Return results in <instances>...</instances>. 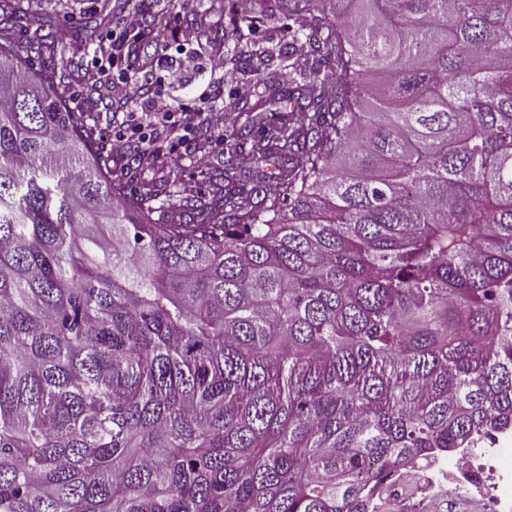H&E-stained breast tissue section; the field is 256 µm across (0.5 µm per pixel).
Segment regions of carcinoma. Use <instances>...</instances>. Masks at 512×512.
<instances>
[{"label":"carcinoma","instance_id":"cac0c4a2","mask_svg":"<svg viewBox=\"0 0 512 512\" xmlns=\"http://www.w3.org/2000/svg\"><path fill=\"white\" fill-rule=\"evenodd\" d=\"M322 2L186 223L0 47V512H354L512 430V0Z\"/></svg>","mask_w":512,"mask_h":512}]
</instances>
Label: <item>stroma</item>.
<instances>
[{
	"mask_svg": "<svg viewBox=\"0 0 512 512\" xmlns=\"http://www.w3.org/2000/svg\"><path fill=\"white\" fill-rule=\"evenodd\" d=\"M104 0H69L61 5L60 0H20L18 20L15 27L0 31V45L17 46L29 35L39 33L56 37L59 29L70 32L67 47L53 48L46 54H31L26 65L35 72L58 71L63 73L61 91L71 112L81 113L83 120L94 131L95 147L106 160L114 176L124 178L127 194H134L141 181L154 178V170L142 171L141 175L127 176L126 169L131 162L129 152L113 150L111 141L105 140V128L111 124V114L105 112H80L79 103L98 98H117L121 87L113 86L110 77H102L96 84L83 81L81 71L93 55V47L81 41L80 33L84 24L96 16ZM215 0H175L173 8L163 13L158 26L159 35L167 45L166 59H157L153 40L140 43L138 55L143 60H158L164 77L165 92L173 106L197 103L214 111H223L225 102L215 95L222 83L223 73L215 69L212 60L218 56L232 57L246 42L253 39H270L287 44L288 21L281 18L265 19L263 24L251 29L240 25L229 29L228 19L223 12L213 7ZM185 26L198 27L202 33L200 41L188 44L182 41L178 31ZM161 162L179 166L181 178L179 187L199 198H206L209 183L206 173L224 166V147L215 145L206 165L194 162L187 152H161Z\"/></svg>",
	"mask_w": 512,
	"mask_h": 512,
	"instance_id": "1",
	"label": "stroma"
}]
</instances>
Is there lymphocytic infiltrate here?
<instances>
[{
    "mask_svg": "<svg viewBox=\"0 0 512 512\" xmlns=\"http://www.w3.org/2000/svg\"><path fill=\"white\" fill-rule=\"evenodd\" d=\"M112 31L102 41V52L108 53L113 66L118 67V78L126 89L115 109L116 119L112 121L109 136L113 148L121 149L136 144L146 154L167 148L178 153L191 148L195 151L196 162H204L208 152L201 146L198 133L202 126L218 127L221 123L216 113L206 111L198 105H185L172 110L162 86L164 78L152 64L145 63L137 71L136 79H129L122 64L132 57L136 45L152 34L145 11L135 0H116ZM149 99L146 115H139L137 107L142 99Z\"/></svg>",
    "mask_w": 512,
    "mask_h": 512,
    "instance_id": "1",
    "label": "lymphocytic infiltrate"
}]
</instances>
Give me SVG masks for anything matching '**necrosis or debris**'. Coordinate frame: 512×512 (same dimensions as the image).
Returning <instances> with one entry per match:
<instances>
[{"instance_id":"1","label":"necrosis or debris","mask_w":512,"mask_h":512,"mask_svg":"<svg viewBox=\"0 0 512 512\" xmlns=\"http://www.w3.org/2000/svg\"><path fill=\"white\" fill-rule=\"evenodd\" d=\"M464 502L476 512H512V431L487 448L435 453L363 496L366 512H456Z\"/></svg>"}]
</instances>
